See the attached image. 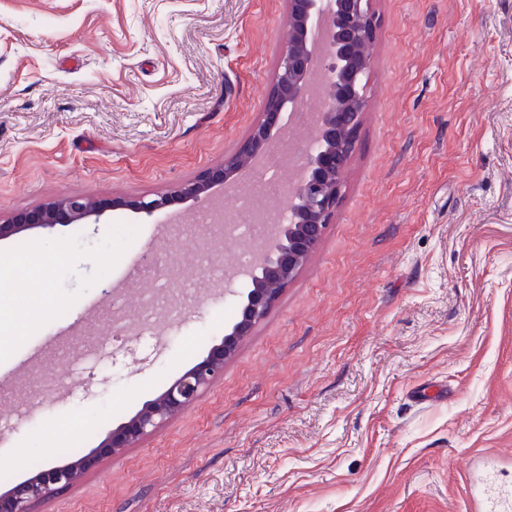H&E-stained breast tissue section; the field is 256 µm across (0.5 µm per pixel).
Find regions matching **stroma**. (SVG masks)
<instances>
[{
	"label": "stroma",
	"instance_id": "35a3bbf8",
	"mask_svg": "<svg viewBox=\"0 0 512 512\" xmlns=\"http://www.w3.org/2000/svg\"><path fill=\"white\" fill-rule=\"evenodd\" d=\"M367 104L336 214L196 400L32 512H471L512 483V0H373ZM287 0H0V493L108 433L220 342L245 284L211 276L200 203L135 212L260 119ZM44 306L22 332L28 251ZM192 284L160 337L111 333L129 265ZM42 372L17 361L58 321ZM107 204L84 197H69L39 206L18 214L0 224V238L10 237L23 231L41 227L52 228L79 219L100 215Z\"/></svg>",
	"mask_w": 512,
	"mask_h": 512
}]
</instances>
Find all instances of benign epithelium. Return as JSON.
<instances>
[{"label": "benign epithelium", "instance_id": "1", "mask_svg": "<svg viewBox=\"0 0 512 512\" xmlns=\"http://www.w3.org/2000/svg\"><path fill=\"white\" fill-rule=\"evenodd\" d=\"M372 2L288 0V40L280 49L262 118L252 126L243 144L225 154L223 164L202 172L170 194L130 201L133 209L150 215L178 200L205 203L216 185L238 187L270 155L281 114L295 111L296 105L316 90L323 108L311 127L314 147L298 164L299 176L288 195L284 222L269 225L253 247L250 266L235 272L247 282L248 291L240 302L237 320L225 331L224 338L164 392L112 429L94 453L64 465L44 467L1 494L0 512H31L36 500L73 484L101 456L132 447L191 404L224 371V361L235 352L240 339L265 319L283 289L319 246L334 219L366 107L370 45L377 24ZM106 207L100 201L78 196L47 203L1 223L0 238L97 216Z\"/></svg>", "mask_w": 512, "mask_h": 512}]
</instances>
